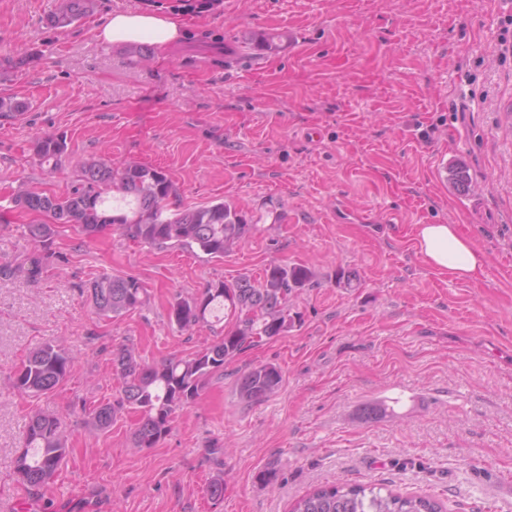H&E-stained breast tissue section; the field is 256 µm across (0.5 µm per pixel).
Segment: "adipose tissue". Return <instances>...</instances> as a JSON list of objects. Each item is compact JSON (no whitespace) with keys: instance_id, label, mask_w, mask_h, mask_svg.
Here are the masks:
<instances>
[{"instance_id":"1","label":"adipose tissue","mask_w":512,"mask_h":512,"mask_svg":"<svg viewBox=\"0 0 512 512\" xmlns=\"http://www.w3.org/2000/svg\"><path fill=\"white\" fill-rule=\"evenodd\" d=\"M183 33L174 16L125 11L112 14L98 35L106 43L125 47L146 41L163 46L179 40ZM415 241L419 253L439 272L459 279H475L485 272V254L474 248L458 225H416Z\"/></svg>"}]
</instances>
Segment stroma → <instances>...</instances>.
<instances>
[{
    "mask_svg": "<svg viewBox=\"0 0 512 512\" xmlns=\"http://www.w3.org/2000/svg\"><path fill=\"white\" fill-rule=\"evenodd\" d=\"M55 6L0 0V93L30 105L0 116V512H42L15 473L36 408L70 436L45 492L57 512H289L339 479L512 512V0H98L64 29ZM126 10L173 15L185 34L134 64L98 38ZM271 31L278 51L249 48ZM45 133L67 142L51 175L32 149ZM100 154L164 170L173 207L233 204L252 232L212 259L66 227L31 278L24 227L41 218L12 190L64 194ZM418 224L459 225L484 275L431 268ZM273 263L312 273L288 332L227 361L155 447H137L134 412L89 432L74 400H111L114 348L152 365L219 340L232 317L183 330L172 304ZM102 275L137 278L146 305L98 318L79 286ZM60 338L76 360L56 395L14 392L27 354ZM266 363L278 392L241 401L238 378Z\"/></svg>",
    "mask_w": 512,
    "mask_h": 512,
    "instance_id": "35a3bbf8",
    "label": "stroma"
}]
</instances>
